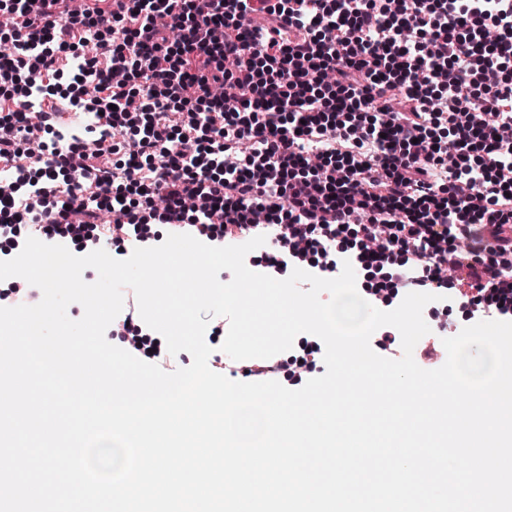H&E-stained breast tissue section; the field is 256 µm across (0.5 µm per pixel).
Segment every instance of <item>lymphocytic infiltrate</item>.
<instances>
[{
    "mask_svg": "<svg viewBox=\"0 0 512 512\" xmlns=\"http://www.w3.org/2000/svg\"><path fill=\"white\" fill-rule=\"evenodd\" d=\"M0 7L42 16L22 38L0 29V99L15 105L0 116V161L26 156L37 132L56 136L38 209L0 193L1 239L32 223L92 247L109 208L124 234L167 224L218 247L275 236L283 272L356 227L349 260L382 271L389 296L412 284L473 320L512 321V141L498 134L512 127V0ZM69 59L102 108L98 146L79 155L63 118L85 100L51 85ZM225 85L237 100L215 95ZM132 114L133 138L113 140ZM463 266L470 296L441 275Z\"/></svg>",
    "mask_w": 512,
    "mask_h": 512,
    "instance_id": "lymphocytic-infiltrate-1",
    "label": "lymphocytic infiltrate"
}]
</instances>
